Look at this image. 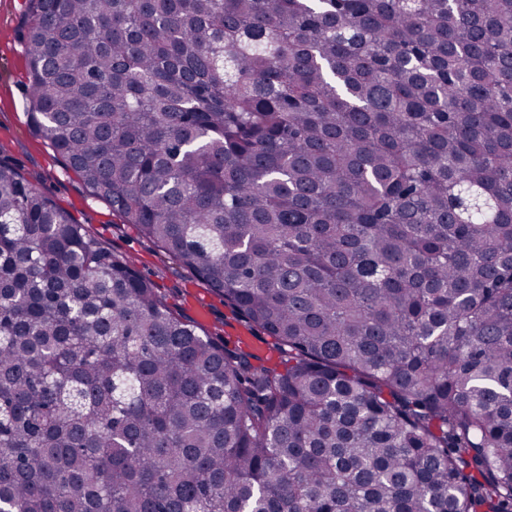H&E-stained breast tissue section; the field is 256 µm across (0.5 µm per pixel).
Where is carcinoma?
<instances>
[{
    "label": "carcinoma",
    "mask_w": 512,
    "mask_h": 512,
    "mask_svg": "<svg viewBox=\"0 0 512 512\" xmlns=\"http://www.w3.org/2000/svg\"><path fill=\"white\" fill-rule=\"evenodd\" d=\"M28 115L287 359L0 159V512H512V0H25Z\"/></svg>",
    "instance_id": "1"
}]
</instances>
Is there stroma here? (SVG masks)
Listing matches in <instances>:
<instances>
[{
    "label": "stroma",
    "instance_id": "1",
    "mask_svg": "<svg viewBox=\"0 0 512 512\" xmlns=\"http://www.w3.org/2000/svg\"><path fill=\"white\" fill-rule=\"evenodd\" d=\"M24 5L25 0H0V156L22 173L36 176L40 192L85 225L104 247L132 261L175 314L229 347L263 362H279L282 354L272 337L244 322L191 271L90 195L81 179L33 130L26 112L29 59L22 39Z\"/></svg>",
    "mask_w": 512,
    "mask_h": 512
}]
</instances>
